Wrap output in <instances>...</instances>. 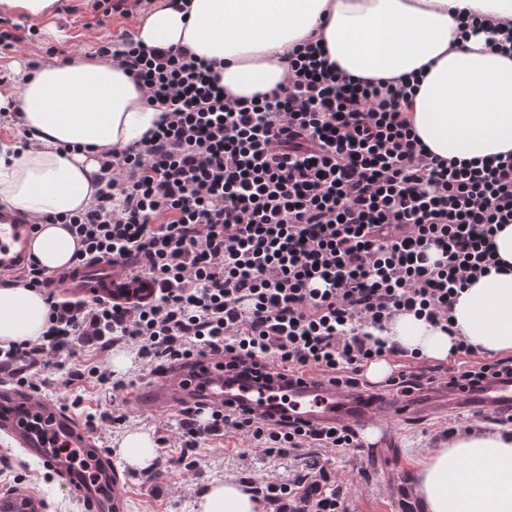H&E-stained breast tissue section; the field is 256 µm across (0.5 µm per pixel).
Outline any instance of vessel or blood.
Listing matches in <instances>:
<instances>
[{"label": "vessel or blood", "mask_w": 512, "mask_h": 512, "mask_svg": "<svg viewBox=\"0 0 512 512\" xmlns=\"http://www.w3.org/2000/svg\"><path fill=\"white\" fill-rule=\"evenodd\" d=\"M33 229L17 212H0V273L21 268L29 252ZM52 286L68 296L111 297L130 287L110 265L88 261L51 273ZM136 402L151 410L183 403L220 407L233 401L265 415L299 417L322 426L383 428L391 419L421 415L491 413L512 408V377H503L470 392L440 389L423 397L400 400L376 392L340 390L321 383L317 373L302 382L278 385L262 374L225 371L220 360L202 358L194 368H177L135 393ZM0 433L26 455L56 473L67 492L82 501L87 512H120L119 474L110 454L99 448L83 422L60 402L18 386L15 374L0 377ZM0 512H47V503L31 489L0 493Z\"/></svg>", "instance_id": "obj_1"}]
</instances>
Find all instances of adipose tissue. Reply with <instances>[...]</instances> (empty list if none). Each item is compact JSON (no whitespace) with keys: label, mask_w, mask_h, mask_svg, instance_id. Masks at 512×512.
Returning <instances> with one entry per match:
<instances>
[{"label":"adipose tissue","mask_w":512,"mask_h":512,"mask_svg":"<svg viewBox=\"0 0 512 512\" xmlns=\"http://www.w3.org/2000/svg\"><path fill=\"white\" fill-rule=\"evenodd\" d=\"M163 7L136 30L148 47L183 45L218 61L225 91L252 97L285 82L288 51L320 42L328 58L363 78L418 72L406 110L414 131L440 158L512 153V54L462 36L466 12L512 25V0H187ZM20 143L0 147V202L39 227L30 250L41 266H68L77 245L47 214L74 213L95 193L97 153L123 148L152 128L157 111L111 58L82 54L19 72ZM48 307L31 288L0 284V342L37 340ZM461 336L481 350L512 352V272L481 276L453 309ZM392 336L432 360L451 353V336L414 315ZM419 512H512V427L477 425L429 452L410 480ZM198 512H263L232 481L210 485Z\"/></svg>","instance_id":"adipose-tissue-1"}]
</instances>
